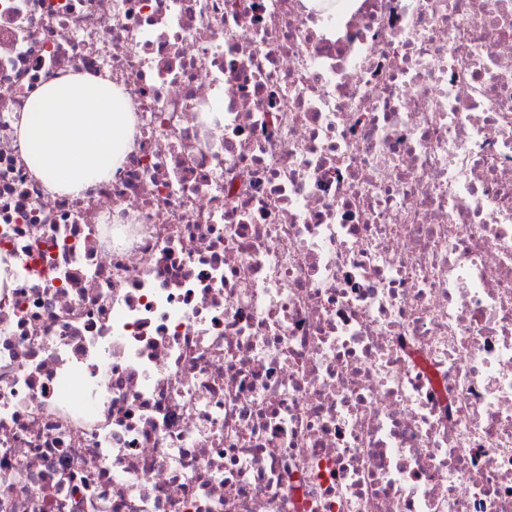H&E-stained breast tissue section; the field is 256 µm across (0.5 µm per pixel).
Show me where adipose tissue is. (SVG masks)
<instances>
[{"mask_svg":"<svg viewBox=\"0 0 512 512\" xmlns=\"http://www.w3.org/2000/svg\"><path fill=\"white\" fill-rule=\"evenodd\" d=\"M128 94L106 76L68 75L28 99L17 134L30 173L50 195H82L132 146Z\"/></svg>","mask_w":512,"mask_h":512,"instance_id":"1","label":"adipose tissue"}]
</instances>
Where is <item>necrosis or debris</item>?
<instances>
[{"instance_id":"4bbe7bcc","label":"necrosis or debris","mask_w":512,"mask_h":512,"mask_svg":"<svg viewBox=\"0 0 512 512\" xmlns=\"http://www.w3.org/2000/svg\"><path fill=\"white\" fill-rule=\"evenodd\" d=\"M0 253V512H512V0H0ZM130 106L108 75H68L44 84L16 124L30 173L53 196H80L108 178L132 146Z\"/></svg>"}]
</instances>
